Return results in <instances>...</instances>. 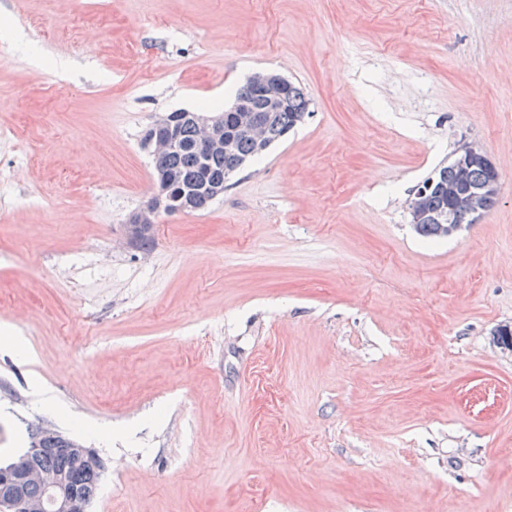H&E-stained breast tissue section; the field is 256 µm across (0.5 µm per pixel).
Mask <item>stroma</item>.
Here are the masks:
<instances>
[{
  "label": "stroma",
  "instance_id": "stroma-1",
  "mask_svg": "<svg viewBox=\"0 0 512 512\" xmlns=\"http://www.w3.org/2000/svg\"><path fill=\"white\" fill-rule=\"evenodd\" d=\"M262 70L302 123L128 244L144 132ZM0 129V464L47 421L90 512H512V0H0ZM465 145L500 199L422 238ZM453 165L461 172H465L475 165L469 173V179L472 182H480L476 185L448 184L457 180V174L451 164L440 167L433 175L427 177L424 181L435 178V185L431 193L427 196L432 187V182L427 184H419L413 191L409 201L408 209L414 223H417L422 216H425L424 201L426 198L425 208L428 216L425 217L421 224H417V233L425 238H436L450 236L461 230V224H473L463 214L451 211L449 208L453 202V210H465L472 215H479L484 210L485 201L488 198L498 199V185L500 174L497 168L490 162L486 155L473 146H467L458 151L453 159ZM441 213H451L453 220L461 224H447V222L438 221L440 229L438 232V224L432 222V218ZM440 233V234H439Z\"/></svg>",
  "mask_w": 512,
  "mask_h": 512
}]
</instances>
